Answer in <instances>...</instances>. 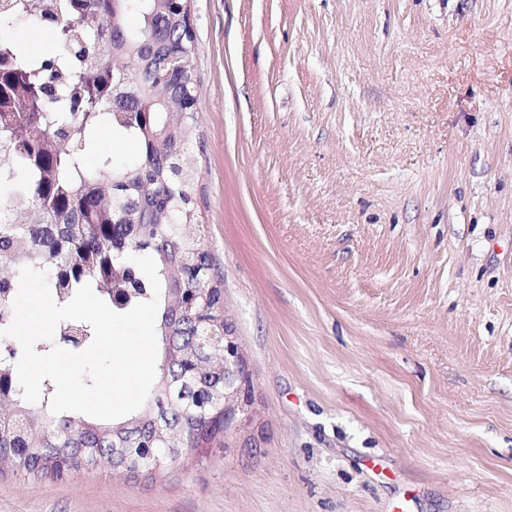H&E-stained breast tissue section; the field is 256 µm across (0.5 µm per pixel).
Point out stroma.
<instances>
[{
    "label": "stroma",
    "instance_id": "35a3bbf8",
    "mask_svg": "<svg viewBox=\"0 0 512 512\" xmlns=\"http://www.w3.org/2000/svg\"><path fill=\"white\" fill-rule=\"evenodd\" d=\"M260 447L0 472V512H512V0H190Z\"/></svg>",
    "mask_w": 512,
    "mask_h": 512
}]
</instances>
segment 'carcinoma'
Returning a JSON list of instances; mask_svg holds the SVG:
<instances>
[{"mask_svg": "<svg viewBox=\"0 0 512 512\" xmlns=\"http://www.w3.org/2000/svg\"><path fill=\"white\" fill-rule=\"evenodd\" d=\"M49 38L48 52H25L0 37V198L13 207L0 221V328L25 265L49 271L59 304L78 288L116 312L152 297L129 254L150 256L161 283L159 374L144 405L117 421L54 415L55 387L46 379L40 402L24 401L16 359L0 362V407L13 425L0 429V470L60 479L105 455L112 471L138 473L150 451L166 463L186 448H204L224 431L216 423L195 442L202 414L221 408L224 363L188 341L197 314L224 320V273L205 249L196 204L197 168L185 150L198 138L200 81L193 60L188 0H0V21L26 19ZM132 78L118 87L121 75ZM34 89L36 104L18 91ZM103 127L136 143L117 165L92 154ZM92 328L58 326L52 345L81 351Z\"/></svg>", "mask_w": 512, "mask_h": 512, "instance_id": "1", "label": "carcinoma"}]
</instances>
